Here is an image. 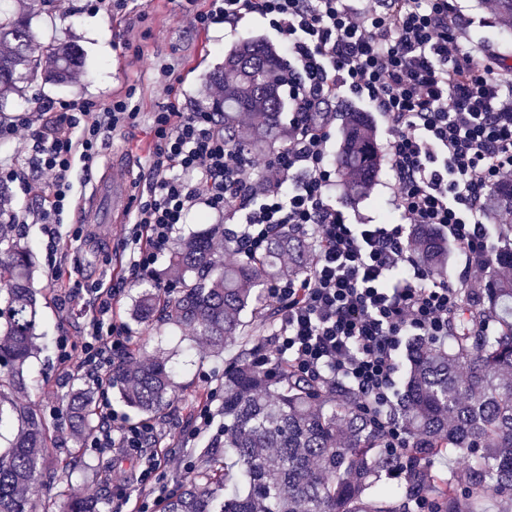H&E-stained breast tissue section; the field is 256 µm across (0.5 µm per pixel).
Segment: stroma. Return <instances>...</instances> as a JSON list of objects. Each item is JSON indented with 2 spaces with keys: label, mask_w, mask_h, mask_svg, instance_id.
Listing matches in <instances>:
<instances>
[{
  "label": "stroma",
  "mask_w": 512,
  "mask_h": 512,
  "mask_svg": "<svg viewBox=\"0 0 512 512\" xmlns=\"http://www.w3.org/2000/svg\"><path fill=\"white\" fill-rule=\"evenodd\" d=\"M85 0H73L69 10H57L53 4L34 14L31 24L46 40L59 39L79 47L82 62L61 84H32L10 96L6 118L14 120L32 112L31 98L40 102L62 100L106 102L130 96L138 115L135 120L112 131L98 157L89 164L76 162L71 179L74 190L64 214L65 223H74L76 207L89 194L96 177L112 170L113 150L125 151L124 168L131 180V192L140 195L149 186L147 157L153 143L152 115L159 106L177 100L189 112L201 104L211 103L210 73L224 61V53L246 37H260L278 44L275 34L257 18H249L237 30L212 26L206 31L182 30L176 17L180 0H140L137 8L115 14H91L84 10ZM174 71L173 80H165L163 69ZM11 141L0 140V155L13 157L19 171L10 182L20 232L31 247L35 268L34 286L38 289V352L24 367L29 385L27 393L18 395V403L43 413L50 424L49 445L58 460L75 456L71 475L44 474L32 487V498L41 512H57L59 495L66 486L83 489L115 508L112 498V472L121 470L133 476L139 461L122 453L100 455L70 436L68 418L61 410L71 388L85 381L68 375L58 358V342L76 336L84 321L85 307L70 303L69 291L74 281L96 284L103 288L124 284V292L113 303V320L128 333L125 355L142 359L163 353L175 367V398L164 411L151 415L158 429L155 445L164 461V481L171 492H179L187 481L180 460L191 461L200 469L205 454L222 422L216 411L222 404L224 368L236 360L242 344L256 346L268 340L274 323L263 310L247 311L243 316L244 338H231L222 353L215 354L195 344L191 331L174 323L172 318L144 325L134 318L142 277L130 265L127 226L123 223L88 224L80 240L62 239L60 247L66 257L58 273H51L46 263L47 235L38 224V212L47 206L49 191L28 192L27 183L34 177L26 155H12ZM215 414L212 424L195 440H188L192 421L203 405Z\"/></svg>",
  "instance_id": "35a3bbf8"
}]
</instances>
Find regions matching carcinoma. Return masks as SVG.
<instances>
[{"mask_svg": "<svg viewBox=\"0 0 512 512\" xmlns=\"http://www.w3.org/2000/svg\"><path fill=\"white\" fill-rule=\"evenodd\" d=\"M43 0L17 11L0 3V112L26 83L63 82L82 63L71 43L39 41L31 16ZM499 25L512 36V0H500ZM224 85V99L211 111L224 114V138L248 154L282 144L288 130L280 89L288 71L279 51L244 38L210 74ZM343 149L336 157L340 188L353 196L379 155L363 116L347 117ZM7 187L0 184V388H26L23 367L37 351L38 299L32 282L33 256L21 243ZM218 230L181 241L170 264L180 284L175 295L154 285L139 297L135 316L152 324L170 310L212 352L242 334V314L268 305L264 288L272 275L300 274L305 263L282 266L291 250L306 255L303 241L286 228L273 232L265 254L227 266L215 248ZM419 241L440 274L446 253L428 235ZM484 317L497 326L480 329ZM463 326L448 345L415 342L410 373L397 413L410 430L404 450L385 447L381 427L361 408L362 398L346 386H330L288 371L270 378L244 347L224 368V457L211 454L205 468L161 512H478L489 498L496 512H512V279L493 281L480 306L464 303ZM123 399L156 414L170 404L169 360L149 357L119 371ZM73 436L94 433L91 397L77 389L70 398ZM17 430L0 451V512H36L30 490L53 464L41 414L10 401L0 391V428L8 415ZM464 453L463 466L446 474L433 469L439 456ZM61 512H102L98 501L71 487Z\"/></svg>", "mask_w": 512, "mask_h": 512, "instance_id": "carcinoma-1", "label": "carcinoma"}]
</instances>
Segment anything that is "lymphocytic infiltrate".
<instances>
[{
  "label": "lymphocytic infiltrate",
  "instance_id": "f902f5d3",
  "mask_svg": "<svg viewBox=\"0 0 512 512\" xmlns=\"http://www.w3.org/2000/svg\"><path fill=\"white\" fill-rule=\"evenodd\" d=\"M179 23L188 30L222 24L237 29L256 16L276 31L288 54V142L265 160L259 189L244 174L248 157L224 140L218 113L183 112L166 104L154 113L149 190L130 217L135 272H153L173 249L180 224L195 210L241 218L250 259L268 246L273 230L314 231L318 246L307 271L268 288L279 327L258 361L269 374L287 363L296 375L346 383L384 429L393 448L409 445L404 423L388 419L404 337L436 344L451 336L463 301H477L492 278L512 277L485 219L512 218V205H493L512 185V66L474 40L459 0H187ZM363 101L385 126L381 153L389 168L396 220L355 224L335 196L330 163L333 104L343 95ZM128 98L106 103L53 102L35 119L10 124L30 129L29 152L39 174L50 176V205L38 218L49 239L47 261L58 270L60 216L72 187L74 159L92 162L118 126L135 119ZM447 237L464 256L453 276L427 263L412 225ZM120 286L74 285L70 298L91 305L82 341L62 338L67 366L99 388L112 384L115 359L128 336L112 320ZM104 423L89 447L108 454L135 452L137 480L148 484L160 465L156 428L132 422L109 398Z\"/></svg>",
  "mask_w": 512,
  "mask_h": 512
}]
</instances>
